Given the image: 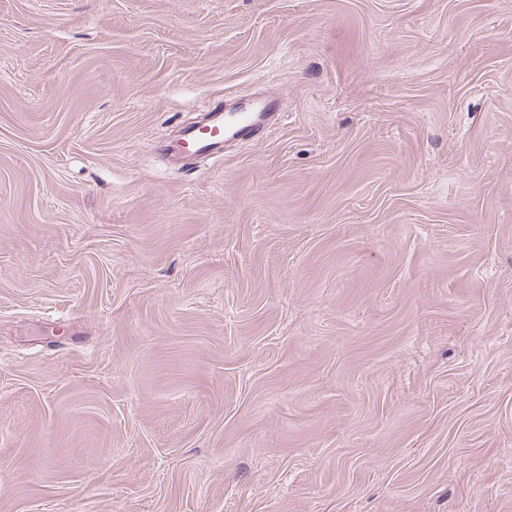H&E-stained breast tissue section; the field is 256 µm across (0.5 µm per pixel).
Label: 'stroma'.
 Masks as SVG:
<instances>
[{"instance_id": "35a3bbf8", "label": "stroma", "mask_w": 512, "mask_h": 512, "mask_svg": "<svg viewBox=\"0 0 512 512\" xmlns=\"http://www.w3.org/2000/svg\"><path fill=\"white\" fill-rule=\"evenodd\" d=\"M0 512H512V0H0ZM269 109V104L261 103L249 107L248 112L229 120L222 110L213 109L202 127L183 128L171 143L169 150L174 153L184 151L201 155L218 153L224 144V138L238 137L246 131L258 130V115Z\"/></svg>"}]
</instances>
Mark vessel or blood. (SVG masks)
Returning <instances> with one entry per match:
<instances>
[{"mask_svg":"<svg viewBox=\"0 0 512 512\" xmlns=\"http://www.w3.org/2000/svg\"><path fill=\"white\" fill-rule=\"evenodd\" d=\"M265 109V104L253 105L232 120L221 110H211L205 126L183 128L171 143L170 149L175 153L190 151L201 155L216 154L222 149L225 139L257 130L258 115Z\"/></svg>","mask_w":512,"mask_h":512,"instance_id":"vessel-or-blood-1","label":"vessel or blood"}]
</instances>
